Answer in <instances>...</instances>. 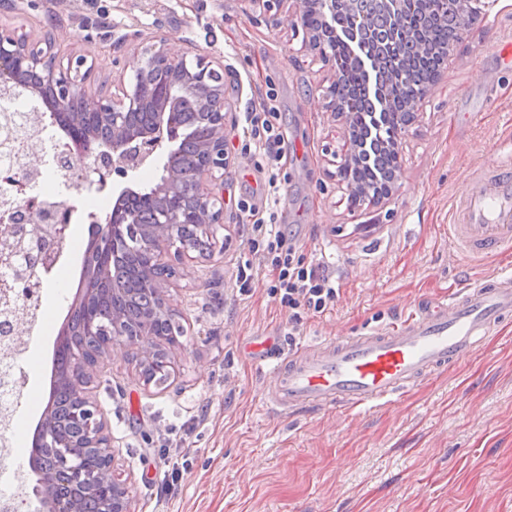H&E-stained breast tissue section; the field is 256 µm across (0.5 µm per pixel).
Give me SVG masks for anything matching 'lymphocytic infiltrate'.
<instances>
[{
	"label": "lymphocytic infiltrate",
	"instance_id": "lymphocytic-infiltrate-1",
	"mask_svg": "<svg viewBox=\"0 0 512 512\" xmlns=\"http://www.w3.org/2000/svg\"><path fill=\"white\" fill-rule=\"evenodd\" d=\"M276 101L271 89L252 99L234 138L225 144L226 150L257 156L265 191L263 206L247 197L239 201L247 221V251L234 266L231 290L236 296H249L256 284H263L286 313L282 330L293 339L306 319L334 310L341 288L335 273L306 254L298 235L285 232L278 222L284 139Z\"/></svg>",
	"mask_w": 512,
	"mask_h": 512
}]
</instances>
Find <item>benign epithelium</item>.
Returning <instances> with one entry per match:
<instances>
[{
	"label": "benign epithelium",
	"mask_w": 512,
	"mask_h": 512,
	"mask_svg": "<svg viewBox=\"0 0 512 512\" xmlns=\"http://www.w3.org/2000/svg\"><path fill=\"white\" fill-rule=\"evenodd\" d=\"M306 39L318 52L322 61L334 68L336 62L326 51V45L335 42L336 26L326 20L323 26H304ZM132 75L122 85L121 96L114 98L106 92L91 94L86 90L95 64L82 54L61 59L53 51V37L29 39L18 28L0 27V88L21 86L26 94L45 104L46 114L55 119L58 113L73 109L78 117L83 112L97 116L112 130L108 139L98 140L89 135L69 148L68 167L79 172L78 190L95 193L112 192V213L103 217L92 213L85 217L90 224L100 225L102 248H107L116 237L132 231L123 229L120 207L124 199L140 186L139 175L146 169H159L158 192L165 196L154 217L149 240L157 263L173 271V277L182 275L184 261L195 249L173 247L176 230L189 223L188 217L200 214L202 222L196 225L198 234L209 241V250L199 257L211 258L224 230V197L222 183L224 168L229 158L224 149L226 112L224 104V63L204 56L174 57L165 42L151 46H136L129 53ZM196 104L202 121L211 135L192 172L182 180L175 178L172 139L169 133L170 113L187 102ZM18 211L23 220L33 225L41 238L43 250L41 265L22 263L20 253L13 250L8 240L27 229L12 224H0V267L12 272L9 280L24 273L40 280L49 271L60 252L67 233L70 214L77 211L75 202L65 205L56 216L57 223L42 225L48 218L45 209L21 205ZM170 280L157 284L160 313L148 319L151 329L144 324H129L114 313L112 328L104 330L96 320H89L81 332L84 339L93 342V350L84 344L72 342L70 357L73 373L70 378L75 392L71 421L81 428L76 437L59 433L51 426L41 433L42 448L57 449L58 466L73 490L97 493L103 501L104 512H131L129 486L114 475L116 440L112 437L105 416V403L92 390L93 379L87 369L97 366L107 355L118 350L135 349L141 358L144 382L164 384L174 373L168 353L162 342L173 340L166 327L175 324V313L169 303Z\"/></svg>",
	"instance_id": "1"
}]
</instances>
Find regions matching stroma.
Listing matches in <instances>:
<instances>
[{"label": "stroma", "instance_id": "stroma-1", "mask_svg": "<svg viewBox=\"0 0 512 512\" xmlns=\"http://www.w3.org/2000/svg\"><path fill=\"white\" fill-rule=\"evenodd\" d=\"M302 2L281 0L291 21L273 27L261 0H22L21 18L0 13V25L19 20L30 36L52 33L60 56L95 62L91 90L115 96L128 47L164 38L178 55L223 56L232 127L251 97L275 89L281 130L300 149L283 166L296 231L341 285L336 309L306 320L303 337L388 323L416 301L512 267V256L456 257L446 234L467 168L512 144V69L488 83L479 67L512 43V0H496L453 47L403 137L393 192L378 202L354 197L340 174L348 137L332 108L336 75L303 43ZM481 99L486 112L462 119ZM258 188L253 158L225 167L224 253L188 262L171 285L186 334L167 349L176 367L169 386L146 384L132 351L103 361L95 376L133 512H512V328L396 408L351 418L265 412L263 377L243 344L277 334L286 316L264 288L240 298L230 290L244 252L237 201ZM43 299L49 330L30 339L31 384L18 397L28 436L48 393L54 331L71 303L53 286ZM174 450L183 476L175 495L162 496L152 479Z\"/></svg>", "mask_w": 512, "mask_h": 512}]
</instances>
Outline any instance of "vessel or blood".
<instances>
[{
	"mask_svg": "<svg viewBox=\"0 0 512 512\" xmlns=\"http://www.w3.org/2000/svg\"><path fill=\"white\" fill-rule=\"evenodd\" d=\"M448 226L453 253L469 260L512 252V157L493 155L463 176ZM512 321V270L441 298L412 304L389 324L335 337L299 341L279 351L246 350L267 375L266 410L280 417L389 409L432 376L479 353Z\"/></svg>",
	"mask_w": 512,
	"mask_h": 512,
	"instance_id": "b4317fda",
	"label": "vessel or blood"
}]
</instances>
